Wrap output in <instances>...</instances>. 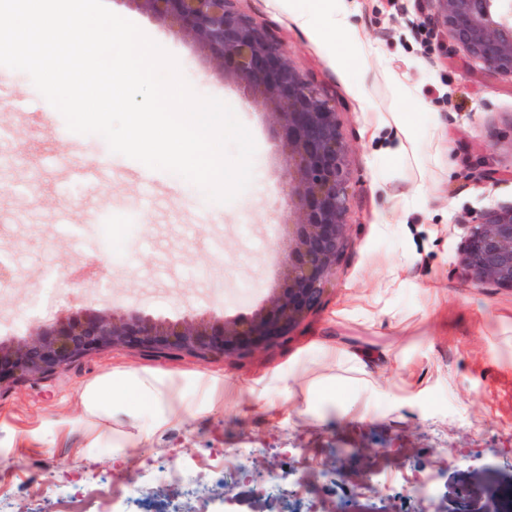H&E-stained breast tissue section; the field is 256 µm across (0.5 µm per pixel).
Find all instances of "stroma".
Masks as SVG:
<instances>
[{"label":"stroma","instance_id":"obj_1","mask_svg":"<svg viewBox=\"0 0 512 512\" xmlns=\"http://www.w3.org/2000/svg\"><path fill=\"white\" fill-rule=\"evenodd\" d=\"M106 3L172 53L198 95L232 106L257 144L253 180L231 203L208 201L100 136L69 131L27 74L0 66L12 91L0 100V132L46 171L39 182L23 170L0 178V254L13 264L0 281V337L26 336L27 305L51 269L65 274L53 316L248 317L278 279L286 162L267 117L192 41L126 0ZM236 7L336 102L350 202L334 286L288 341L238 358L108 347L47 380L0 385V512H502L512 494V290L473 286L459 264L467 217L512 202V76L485 74L429 21L424 0ZM335 20L351 49L321 38ZM397 113L414 132L400 153ZM99 160L110 179L71 180V167ZM336 344L363 350L364 372L322 356ZM123 367L181 381L201 414L120 448L89 447L79 427L43 435L48 421L79 412L87 382ZM276 375L289 376L290 393ZM213 376L223 392H210ZM323 380L324 414L303 416ZM245 448L243 468L210 473ZM31 460L48 467L51 485L30 482ZM174 466L195 472V484L170 483ZM412 477L428 479L426 497L406 492ZM362 484L375 494L359 493Z\"/></svg>","mask_w":512,"mask_h":512}]
</instances>
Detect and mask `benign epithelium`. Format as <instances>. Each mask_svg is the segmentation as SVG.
Listing matches in <instances>:
<instances>
[{
	"instance_id": "obj_1",
	"label": "benign epithelium",
	"mask_w": 512,
	"mask_h": 512,
	"mask_svg": "<svg viewBox=\"0 0 512 512\" xmlns=\"http://www.w3.org/2000/svg\"><path fill=\"white\" fill-rule=\"evenodd\" d=\"M125 2L191 40L274 127L288 159L279 280L265 307L232 320L185 316L173 322L114 310L45 317L25 337L0 339V385L46 379L111 346L198 358H233L265 349L288 339L322 306L346 248L347 148L336 122V102L292 66L288 48L239 12L235 0ZM426 2L430 18L484 70L512 75V0ZM461 264L474 285L512 289V203L472 217Z\"/></svg>"
}]
</instances>
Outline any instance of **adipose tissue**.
<instances>
[{"label":"adipose tissue","mask_w":512,"mask_h":512,"mask_svg":"<svg viewBox=\"0 0 512 512\" xmlns=\"http://www.w3.org/2000/svg\"><path fill=\"white\" fill-rule=\"evenodd\" d=\"M135 393L152 412L151 429L163 428L172 418L194 412L195 407L185 398L173 397L165 378L144 369L128 367L109 372L88 383L79 394L81 411L75 419L83 427L90 445L111 436L107 422L114 414V404L124 392Z\"/></svg>","instance_id":"ef3b65f1"}]
</instances>
